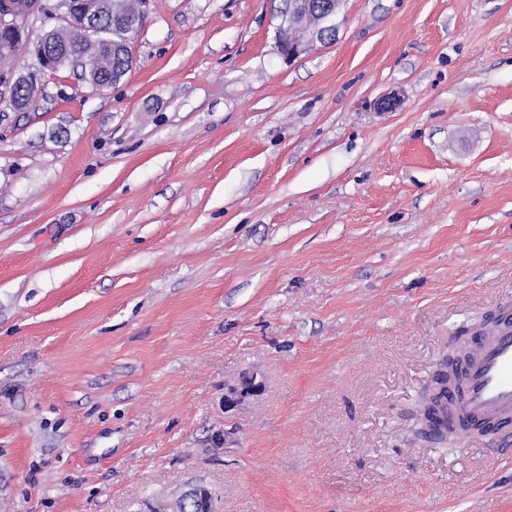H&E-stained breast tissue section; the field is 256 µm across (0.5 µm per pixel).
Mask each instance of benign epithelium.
Returning <instances> with one entry per match:
<instances>
[{"label": "benign epithelium", "mask_w": 512, "mask_h": 512, "mask_svg": "<svg viewBox=\"0 0 512 512\" xmlns=\"http://www.w3.org/2000/svg\"><path fill=\"white\" fill-rule=\"evenodd\" d=\"M151 0H0V36L11 41L32 43L36 65L24 72L18 71L8 48L0 46V104L17 112H24L30 106V92L44 78L55 73L63 64L82 68V76L93 88L104 89L99 69L90 68L68 51L74 37L88 31L120 29L124 32L123 42L101 39V52L110 59L116 49L123 52L124 66L112 72V83H117L133 66L130 44L135 33L140 31L149 17ZM342 0H288L285 20L277 33V47L281 55L292 60L306 52L316 42L332 39L337 32L334 20ZM38 16H56L61 25L32 37L31 23ZM299 27L307 38L297 41L288 37V31ZM258 389L254 380L242 381L240 386L230 389L225 402L230 404L244 398ZM183 512H213L212 495L203 487H194L185 492L180 504Z\"/></svg>", "instance_id": "1"}]
</instances>
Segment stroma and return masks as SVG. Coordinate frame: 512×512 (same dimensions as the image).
I'll return each mask as SVG.
<instances>
[{"mask_svg": "<svg viewBox=\"0 0 512 512\" xmlns=\"http://www.w3.org/2000/svg\"><path fill=\"white\" fill-rule=\"evenodd\" d=\"M283 9L152 0L118 84L0 105V512H512V445L417 431L512 301V0L289 62ZM213 512L212 495L203 487H194L185 492L179 512Z\"/></svg>", "mask_w": 512, "mask_h": 512, "instance_id": "obj_1", "label": "stroma"}]
</instances>
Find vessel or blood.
<instances>
[{"label":"vessel or blood","instance_id":"vessel-or-blood-1","mask_svg":"<svg viewBox=\"0 0 512 512\" xmlns=\"http://www.w3.org/2000/svg\"><path fill=\"white\" fill-rule=\"evenodd\" d=\"M491 336L478 339L477 351L461 368V381L448 387V425H494L512 434V302L496 308Z\"/></svg>","mask_w":512,"mask_h":512}]
</instances>
